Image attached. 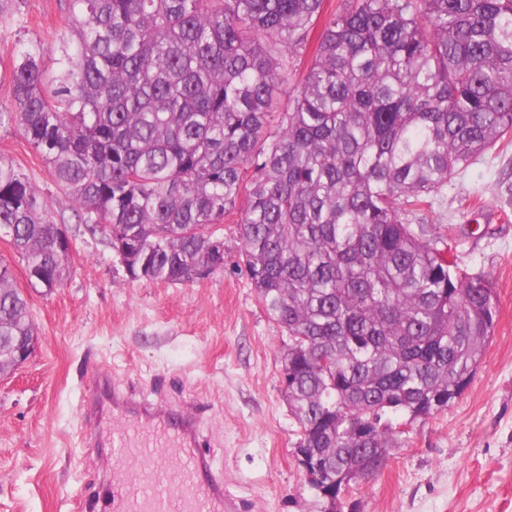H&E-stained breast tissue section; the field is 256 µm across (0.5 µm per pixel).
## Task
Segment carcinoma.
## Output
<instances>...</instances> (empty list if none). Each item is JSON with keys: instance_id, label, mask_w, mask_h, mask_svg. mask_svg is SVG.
Segmentation results:
<instances>
[{"instance_id": "cac0c4a2", "label": "carcinoma", "mask_w": 512, "mask_h": 512, "mask_svg": "<svg viewBox=\"0 0 512 512\" xmlns=\"http://www.w3.org/2000/svg\"><path fill=\"white\" fill-rule=\"evenodd\" d=\"M48 78L29 43L9 70L15 124L87 230L112 229L128 277L224 267L211 246L245 198L252 287L286 332L281 358L312 489L342 496L398 447L390 419L432 416L471 383L496 316L417 211L512 141V0H344L276 126L325 0H68ZM0 232L32 288L68 275L48 200L0 159ZM36 335L0 261V361Z\"/></svg>"}]
</instances>
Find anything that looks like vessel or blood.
<instances>
[{
  "mask_svg": "<svg viewBox=\"0 0 512 512\" xmlns=\"http://www.w3.org/2000/svg\"><path fill=\"white\" fill-rule=\"evenodd\" d=\"M83 401L94 416L111 413L113 443L106 468L108 492L92 512H229L224 482L199 450L200 420L185 407L159 408L108 373Z\"/></svg>",
  "mask_w": 512,
  "mask_h": 512,
  "instance_id": "vessel-or-blood-1",
  "label": "vessel or blood"
}]
</instances>
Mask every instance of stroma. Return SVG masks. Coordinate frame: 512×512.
I'll return each instance as SVG.
<instances>
[{"label": "stroma", "mask_w": 512, "mask_h": 512, "mask_svg": "<svg viewBox=\"0 0 512 512\" xmlns=\"http://www.w3.org/2000/svg\"><path fill=\"white\" fill-rule=\"evenodd\" d=\"M66 0H9L0 10V111L16 103L7 73L18 48L44 46L54 72ZM0 158L48 199L74 250L63 285L33 289L8 238L0 261L27 297L37 342L0 382V512H84L107 458L82 438L80 401L96 372L167 403L208 408L200 449L213 457L237 512H321L294 456L299 440L281 382L286 332L265 311L242 261V209L224 218V267L186 284L133 281L108 240L79 224L67 193L16 126L0 127ZM449 243L461 267L493 281L494 332L468 388L432 417L404 425L401 446L344 496L352 512H512V148L493 150L409 215Z\"/></svg>", "instance_id": "obj_1"}]
</instances>
